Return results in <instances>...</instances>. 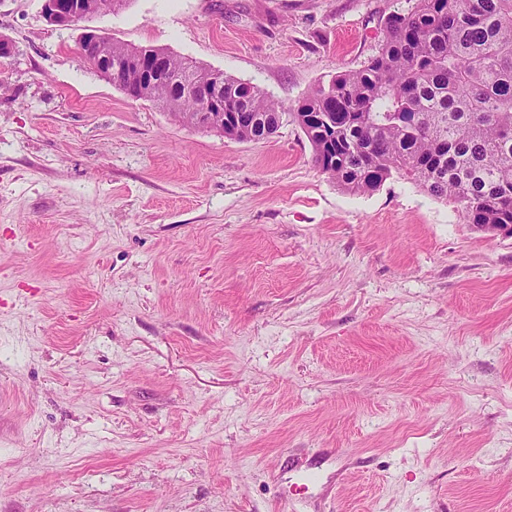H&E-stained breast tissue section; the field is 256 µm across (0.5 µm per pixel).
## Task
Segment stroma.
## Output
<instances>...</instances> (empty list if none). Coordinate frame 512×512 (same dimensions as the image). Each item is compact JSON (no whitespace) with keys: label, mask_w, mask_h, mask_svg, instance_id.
Masks as SVG:
<instances>
[{"label":"stroma","mask_w":512,"mask_h":512,"mask_svg":"<svg viewBox=\"0 0 512 512\" xmlns=\"http://www.w3.org/2000/svg\"><path fill=\"white\" fill-rule=\"evenodd\" d=\"M414 2L86 19L288 107L240 142L0 0V512H512V238L398 175L343 191L291 115ZM330 448L289 507V458Z\"/></svg>","instance_id":"1"}]
</instances>
